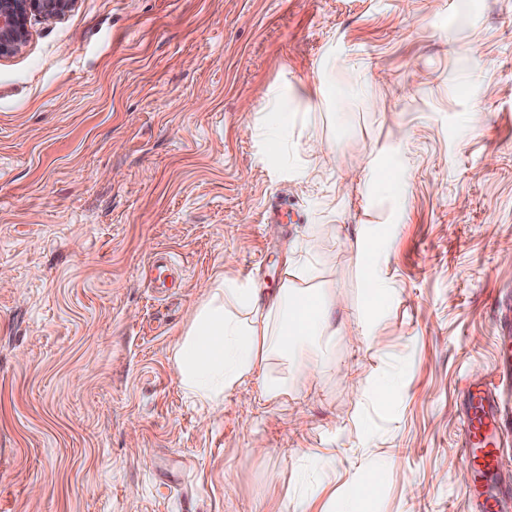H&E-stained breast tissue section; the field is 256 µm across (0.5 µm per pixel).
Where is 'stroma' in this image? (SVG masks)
<instances>
[{
	"mask_svg": "<svg viewBox=\"0 0 512 512\" xmlns=\"http://www.w3.org/2000/svg\"><path fill=\"white\" fill-rule=\"evenodd\" d=\"M285 85L283 169L252 117ZM364 227L395 286L370 319ZM307 250L335 373L187 394L209 284L274 296ZM510 325L512 0H77L0 60V512H334L369 469L363 512H467L463 389Z\"/></svg>",
	"mask_w": 512,
	"mask_h": 512,
	"instance_id": "1",
	"label": "stroma"
}]
</instances>
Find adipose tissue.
<instances>
[{
	"mask_svg": "<svg viewBox=\"0 0 512 512\" xmlns=\"http://www.w3.org/2000/svg\"><path fill=\"white\" fill-rule=\"evenodd\" d=\"M297 120V113L284 108L278 96L259 113L257 130L272 157L280 155L281 129ZM362 246L366 303L375 311L391 290L378 273L385 249L368 239ZM315 272L316 262L310 257L290 264L283 287L271 298L257 288L215 280L174 349L181 386L216 407L225 392L254 380L266 401L286 396L287 378L268 374L277 357L300 361L303 374L328 375L340 300L335 290L316 282Z\"/></svg>",
	"mask_w": 512,
	"mask_h": 512,
	"instance_id": "1",
	"label": "adipose tissue"
}]
</instances>
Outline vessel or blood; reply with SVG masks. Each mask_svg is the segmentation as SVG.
I'll return each mask as SVG.
<instances>
[{
	"mask_svg": "<svg viewBox=\"0 0 512 512\" xmlns=\"http://www.w3.org/2000/svg\"><path fill=\"white\" fill-rule=\"evenodd\" d=\"M468 409L462 419L464 442L461 455L480 466L473 500L478 512H500L502 496L489 484L499 462L505 408L499 395L489 389L468 390Z\"/></svg>",
	"mask_w": 512,
	"mask_h": 512,
	"instance_id": "vessel-or-blood-1",
	"label": "vessel or blood"
}]
</instances>
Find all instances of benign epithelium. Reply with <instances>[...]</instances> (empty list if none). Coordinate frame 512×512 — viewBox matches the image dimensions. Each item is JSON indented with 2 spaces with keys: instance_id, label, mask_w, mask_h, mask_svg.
<instances>
[{
  "instance_id": "7a95c632",
  "label": "benign epithelium",
  "mask_w": 512,
  "mask_h": 512,
  "mask_svg": "<svg viewBox=\"0 0 512 512\" xmlns=\"http://www.w3.org/2000/svg\"><path fill=\"white\" fill-rule=\"evenodd\" d=\"M76 0H0V59L14 56L27 45L31 17L57 20Z\"/></svg>"
}]
</instances>
